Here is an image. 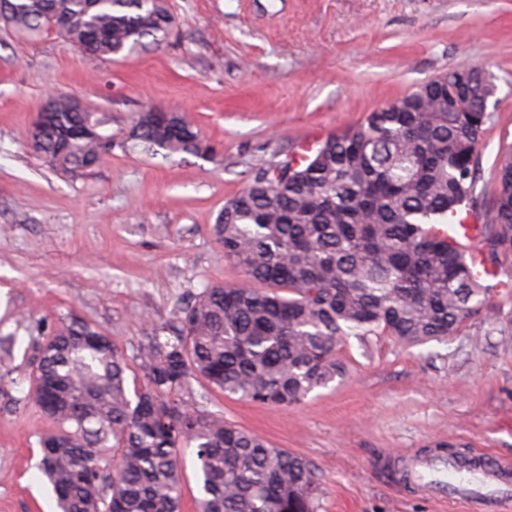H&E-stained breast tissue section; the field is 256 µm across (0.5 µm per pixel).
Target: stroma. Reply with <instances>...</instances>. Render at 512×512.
<instances>
[{"label":"stroma","instance_id":"stroma-1","mask_svg":"<svg viewBox=\"0 0 512 512\" xmlns=\"http://www.w3.org/2000/svg\"><path fill=\"white\" fill-rule=\"evenodd\" d=\"M175 28L124 58L82 53L46 34L23 41L0 25V512H54L37 468L55 425L24 401L37 326L76 315L134 355L165 336L178 298L239 284L212 226L260 164L301 142L357 126L385 103L463 63L496 86L477 149L473 208L485 219L495 165L512 144V0H167ZM111 120L112 154L66 176L29 132L52 93ZM184 113L207 156L165 158L125 147L145 105ZM346 372L277 409L209 393L208 410L314 465L321 512H465L405 486L386 467L453 446L512 460V291L493 289L478 319L418 346L345 337Z\"/></svg>","mask_w":512,"mask_h":512}]
</instances>
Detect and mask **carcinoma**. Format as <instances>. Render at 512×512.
<instances>
[{
    "label": "carcinoma",
    "instance_id": "carcinoma-1",
    "mask_svg": "<svg viewBox=\"0 0 512 512\" xmlns=\"http://www.w3.org/2000/svg\"><path fill=\"white\" fill-rule=\"evenodd\" d=\"M6 24L24 40L58 35L110 60L160 42L174 18L164 0H6ZM496 87L462 64L327 137L303 162L256 169L224 204L213 233L248 286H214L175 305L170 335L150 336L129 394L116 343L71 316L42 336L24 400L56 423L39 440L37 467L59 512H179L180 448L198 462V512H319L323 478L310 462L271 447L199 404L207 391L286 408L343 375L345 336L384 334L416 346L459 332L489 302L469 260L442 225L476 203V152ZM35 136L45 163L65 172L98 166L112 148L78 134L83 113L53 97ZM133 145L166 156L209 147L184 115L140 112ZM483 225L496 265L512 255V148L496 169Z\"/></svg>",
    "mask_w": 512,
    "mask_h": 512
}]
</instances>
